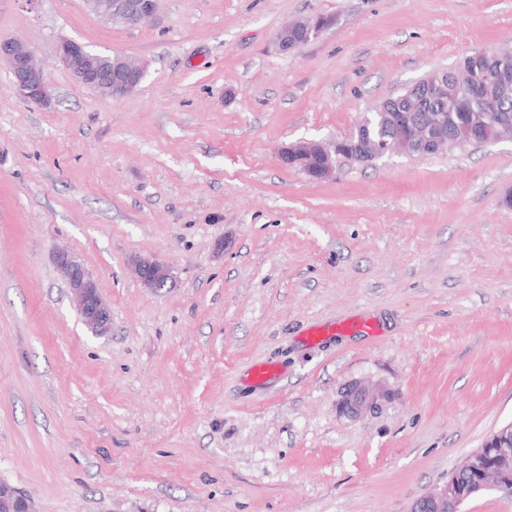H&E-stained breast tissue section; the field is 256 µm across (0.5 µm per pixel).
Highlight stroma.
Instances as JSON below:
<instances>
[{"mask_svg":"<svg viewBox=\"0 0 512 512\" xmlns=\"http://www.w3.org/2000/svg\"><path fill=\"white\" fill-rule=\"evenodd\" d=\"M307 16L333 24L281 52ZM0 39L53 94L18 100L0 64V481L37 512H408L512 422V139L324 181L278 156L512 47V0H161L136 28L0 0ZM63 39L139 60L138 90L78 85ZM59 247L110 335L82 324ZM362 379L387 399L352 418ZM56 265L70 289L82 323L94 336L108 335L112 328V310L97 282L67 250L57 252ZM133 270L144 287L154 292H160V288H167L170 281L161 283L160 288L158 285L160 282L172 278L171 271L167 266L149 258L137 259L134 262Z\"/></svg>","mask_w":512,"mask_h":512,"instance_id":"35a3bbf8","label":"stroma"}]
</instances>
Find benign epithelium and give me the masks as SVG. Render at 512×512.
Here are the masks:
<instances>
[{
	"label": "benign epithelium",
	"mask_w": 512,
	"mask_h": 512,
	"mask_svg": "<svg viewBox=\"0 0 512 512\" xmlns=\"http://www.w3.org/2000/svg\"><path fill=\"white\" fill-rule=\"evenodd\" d=\"M86 3L109 24L138 27L155 19L159 0H86ZM332 24L331 20L318 24L310 18L300 21L311 41L321 37ZM472 56L492 67L491 77L502 97H512V50L482 47L472 50ZM57 57L77 84L113 99L134 93L145 76L141 65L127 57L119 58L117 68L105 70L101 55L71 39L59 41ZM2 60L10 67V90L16 98L42 107L51 106V89L26 43L17 39L0 40ZM456 92L457 86L448 82V72L429 74L379 103L391 113L390 119L401 128V133L385 140H374L361 125L330 144L304 139L285 145L279 150V158L287 165L299 166L314 180H326L335 173L339 156H350L369 164L385 156L412 157L427 148L448 151L461 145L483 144L512 131V115L486 109L481 88L474 86L468 94L467 127L458 137L449 135L446 106L448 98ZM56 265L70 289L82 323L94 336L108 335L112 328V310L97 282L67 250L57 252ZM133 270L144 287L154 292L160 291V282L172 277L167 266L149 258L137 259ZM378 399L379 394L370 384L359 381L348 387L339 405L343 412L357 417L375 408ZM511 456L512 421L494 430L472 453L471 460L480 463L476 476L462 482L460 469H455L443 488L418 498L409 512H463L467 501L487 491L512 498V484L504 480L502 472V464ZM0 512L35 510L27 495L12 485L0 484Z\"/></svg>",
	"instance_id": "obj_1"
}]
</instances>
